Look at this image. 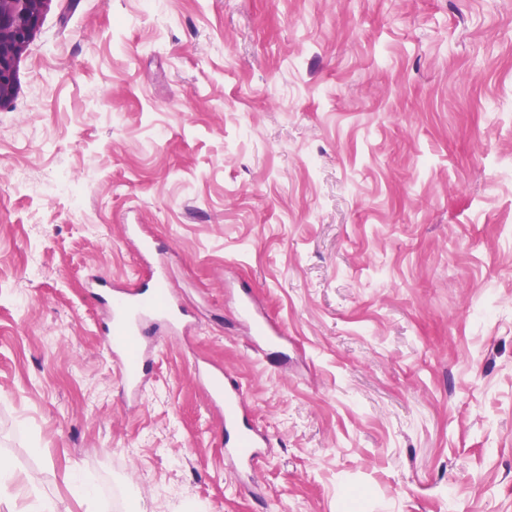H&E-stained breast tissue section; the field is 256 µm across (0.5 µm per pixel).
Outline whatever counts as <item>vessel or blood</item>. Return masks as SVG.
Instances as JSON below:
<instances>
[{"label": "vessel or blood", "instance_id": "obj_1", "mask_svg": "<svg viewBox=\"0 0 512 512\" xmlns=\"http://www.w3.org/2000/svg\"><path fill=\"white\" fill-rule=\"evenodd\" d=\"M167 282V262L161 259L149 278L133 286L113 289L102 279L93 283L97 302L108 312L104 334L119 369L120 387L132 406L138 404L154 365L151 333L175 336L192 326L189 312ZM238 315L255 343L284 345L283 330L262 312L250 289L240 291ZM194 380L224 423L225 459L241 480H253L259 461L270 454L271 443L257 424L241 386L223 369L204 360L195 361Z\"/></svg>", "mask_w": 512, "mask_h": 512}]
</instances>
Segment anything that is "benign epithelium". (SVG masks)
Returning <instances> with one entry per match:
<instances>
[{"label":"benign epithelium","mask_w":512,"mask_h":512,"mask_svg":"<svg viewBox=\"0 0 512 512\" xmlns=\"http://www.w3.org/2000/svg\"><path fill=\"white\" fill-rule=\"evenodd\" d=\"M48 0H0V106L14 93L16 61Z\"/></svg>","instance_id":"1"}]
</instances>
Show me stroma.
Returning a JSON list of instances; mask_svg holds the SVG:
<instances>
[{
  "label": "stroma",
  "instance_id": "35a3bbf8",
  "mask_svg": "<svg viewBox=\"0 0 512 512\" xmlns=\"http://www.w3.org/2000/svg\"><path fill=\"white\" fill-rule=\"evenodd\" d=\"M126 224L197 324L133 408L88 288L146 276ZM0 458L23 510L512 512V0H49L0 106ZM238 315L247 325L248 332L255 343L284 345L286 338L283 330L262 312L250 289L240 288ZM194 380L212 410L224 422V457L250 487L258 463L271 453L268 435L255 421L239 383L224 370L204 360L194 362ZM247 480L249 483H246Z\"/></svg>",
  "mask_w": 512,
  "mask_h": 512
}]
</instances>
